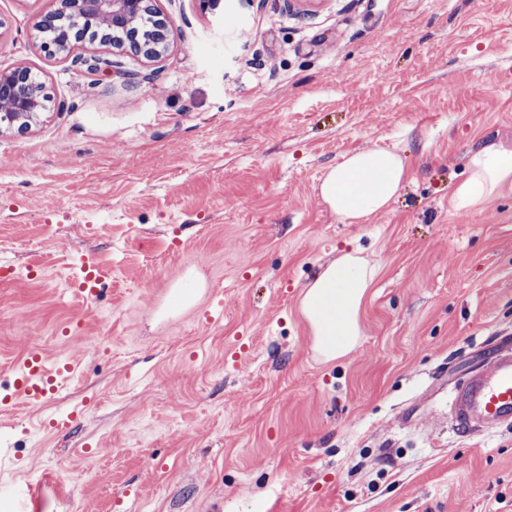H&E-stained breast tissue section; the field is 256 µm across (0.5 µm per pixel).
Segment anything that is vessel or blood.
I'll use <instances>...</instances> for the list:
<instances>
[{"mask_svg":"<svg viewBox=\"0 0 512 512\" xmlns=\"http://www.w3.org/2000/svg\"><path fill=\"white\" fill-rule=\"evenodd\" d=\"M95 268L94 262H83L84 278L78 284V295L93 299L101 293L103 279L95 275ZM75 369V364L69 361L49 362L41 348L29 346L10 386L0 390V412L20 402L41 406ZM451 417L473 434L483 433L490 426L512 423L511 352L499 354L482 372L471 375L456 388Z\"/></svg>","mask_w":512,"mask_h":512,"instance_id":"b4317fda","label":"vessel or blood"}]
</instances>
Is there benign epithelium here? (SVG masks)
Here are the masks:
<instances>
[{"label": "benign epithelium", "mask_w": 512, "mask_h": 512, "mask_svg": "<svg viewBox=\"0 0 512 512\" xmlns=\"http://www.w3.org/2000/svg\"><path fill=\"white\" fill-rule=\"evenodd\" d=\"M49 7L37 21L39 30L56 31L52 40L43 42V48L51 56L71 60L75 65L87 67L88 71L100 69V60L85 56L80 46V37L69 26L71 21H81L93 28L98 26L109 31L121 32L136 24L146 12L153 14L156 27L135 38L133 44L114 40L112 48L128 50L154 61L169 48L168 21L158 8L159 0H46ZM65 101L53 100L46 92L43 82L36 79L23 66L0 69V131L11 130L27 134L37 126L49 111L65 112Z\"/></svg>", "instance_id": "obj_1"}]
</instances>
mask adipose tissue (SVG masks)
Masks as SVG:
<instances>
[{"label":"adipose tissue","mask_w":512,"mask_h":512,"mask_svg":"<svg viewBox=\"0 0 512 512\" xmlns=\"http://www.w3.org/2000/svg\"><path fill=\"white\" fill-rule=\"evenodd\" d=\"M409 176L401 155L385 149L362 150L329 169L320 184L325 204L345 223L384 212ZM512 184V152L490 145L469 152L467 176L452 188L459 207L474 209ZM378 274L358 251L343 253L307 282L300 313L315 352L327 362L351 353L363 335L361 311Z\"/></svg>","instance_id":"ef3b65f1"}]
</instances>
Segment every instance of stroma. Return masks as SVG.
<instances>
[{
  "mask_svg": "<svg viewBox=\"0 0 512 512\" xmlns=\"http://www.w3.org/2000/svg\"><path fill=\"white\" fill-rule=\"evenodd\" d=\"M159 7L167 53L95 43L92 74L42 50L46 0H0V69L70 105L0 134V386L30 343L78 366L0 415V512L35 482L39 512H512V426L449 417L512 349V186L451 199L468 151L512 150V0ZM363 149L411 175L346 224L319 186ZM354 249L362 340L324 363L300 290ZM87 259L103 299L71 291Z\"/></svg>",
  "mask_w": 512,
  "mask_h": 512,
  "instance_id": "stroma-1",
  "label": "stroma"
}]
</instances>
